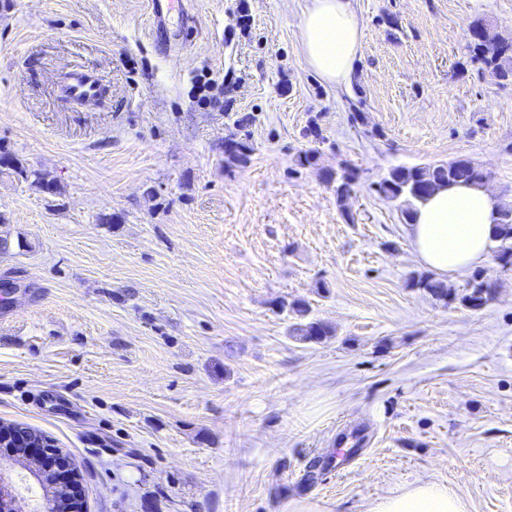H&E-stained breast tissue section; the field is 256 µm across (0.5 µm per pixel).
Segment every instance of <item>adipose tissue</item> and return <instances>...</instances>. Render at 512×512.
Masks as SVG:
<instances>
[{
    "label": "adipose tissue",
    "mask_w": 512,
    "mask_h": 512,
    "mask_svg": "<svg viewBox=\"0 0 512 512\" xmlns=\"http://www.w3.org/2000/svg\"><path fill=\"white\" fill-rule=\"evenodd\" d=\"M309 67L330 85L346 87L363 41V24L352 0H310L298 22ZM496 198L486 188L457 184L421 203L410 226L422 263L442 275L467 271L495 244L491 214ZM366 512H466L465 502L447 485L417 480L369 503Z\"/></svg>",
    "instance_id": "adipose-tissue-1"
}]
</instances>
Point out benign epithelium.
<instances>
[{
    "label": "benign epithelium",
    "mask_w": 512,
    "mask_h": 512,
    "mask_svg": "<svg viewBox=\"0 0 512 512\" xmlns=\"http://www.w3.org/2000/svg\"><path fill=\"white\" fill-rule=\"evenodd\" d=\"M0 447L13 455L27 454L33 448H49L50 441L34 429L19 425L0 426ZM63 460L61 453L41 456L31 475L41 484L52 487V493L27 509L19 505V497L5 492V477L0 471V512H78L81 501V485L78 475L71 471L60 474L58 467Z\"/></svg>",
    "instance_id": "7a95c632"
}]
</instances>
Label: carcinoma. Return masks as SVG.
Segmentation results:
<instances>
[{
  "mask_svg": "<svg viewBox=\"0 0 512 512\" xmlns=\"http://www.w3.org/2000/svg\"><path fill=\"white\" fill-rule=\"evenodd\" d=\"M465 55L478 78L488 77L501 88L512 86V41L497 38L491 31V25L484 20L476 19L470 23ZM252 151L251 145L244 140L224 142V167L231 170L246 165ZM486 177L485 170L471 160L458 158L435 166L393 167L379 181L372 183V189L387 199L401 201V219L410 224L417 206L435 189L459 182H472L481 186ZM358 180V172L345 163L325 175V182L332 188L340 204L355 189ZM493 224L498 243L496 257L503 265L512 266V201L502 200L498 203L493 214ZM408 283L413 288L425 290L437 301L448 303L457 300L474 309L486 304L491 294V286L477 272L472 275L468 288L461 295L432 274H413ZM288 308L298 319L292 325V336L305 342H320L332 334L328 325L308 318L306 301L294 300L288 304Z\"/></svg>",
  "mask_w": 512,
  "mask_h": 512,
  "instance_id": "carcinoma-1",
  "label": "carcinoma"
}]
</instances>
